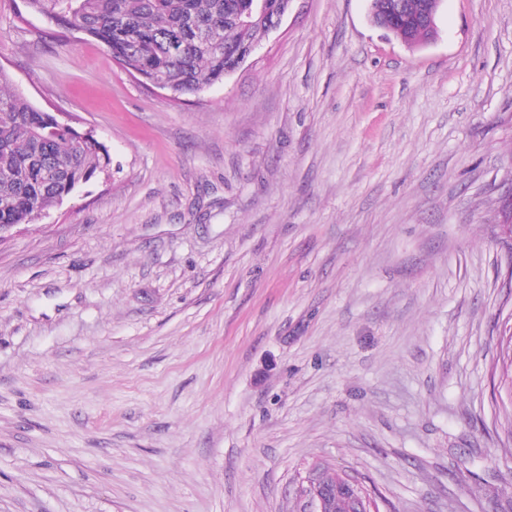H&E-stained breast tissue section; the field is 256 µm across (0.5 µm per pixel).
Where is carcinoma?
<instances>
[{
    "mask_svg": "<svg viewBox=\"0 0 512 512\" xmlns=\"http://www.w3.org/2000/svg\"><path fill=\"white\" fill-rule=\"evenodd\" d=\"M30 12L102 44L125 69L161 83L174 100L224 80V46L258 41L263 23L234 18L246 0H26ZM422 44L427 33L393 25ZM0 69V224H31L38 213L109 165L105 145L61 128L54 116L9 90Z\"/></svg>",
    "mask_w": 512,
    "mask_h": 512,
    "instance_id": "cac0c4a2",
    "label": "carcinoma"
}]
</instances>
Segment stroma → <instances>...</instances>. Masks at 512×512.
<instances>
[{"label":"stroma","mask_w":512,"mask_h":512,"mask_svg":"<svg viewBox=\"0 0 512 512\" xmlns=\"http://www.w3.org/2000/svg\"><path fill=\"white\" fill-rule=\"evenodd\" d=\"M0 69L111 158L0 239V512H512V0H292L178 100L0 0ZM420 1H424L425 3L420 13L419 24L421 28H423L427 33H429L431 40L436 33V16L438 14L442 0ZM377 28L382 29L389 34H392L393 32L394 34L400 36L404 40L411 38L413 42L418 44H423L427 39L426 32L418 30L416 28L405 27L399 24L393 25L392 31L389 25L383 23H381ZM361 488L358 480L350 475L344 474L343 481L335 487L326 486L322 483L320 467L313 465L302 478L299 486V497L303 502L306 511L304 512H328L326 509L329 507L330 502L336 494L342 493L350 499L353 507L358 511L353 512H367L362 511V499L359 494Z\"/></svg>","instance_id":"stroma-1"}]
</instances>
